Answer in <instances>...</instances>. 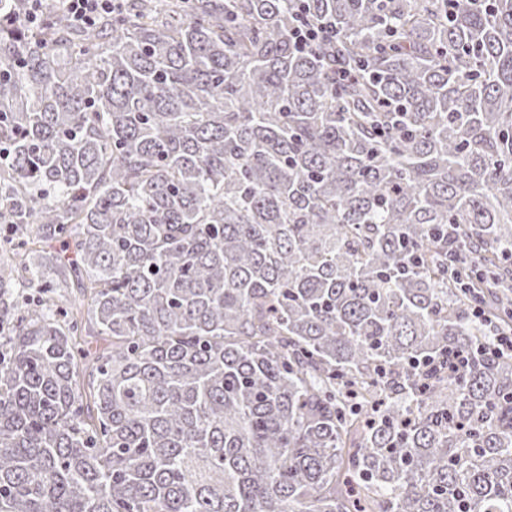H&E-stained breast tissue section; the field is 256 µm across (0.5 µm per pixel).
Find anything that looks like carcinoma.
Here are the masks:
<instances>
[{"mask_svg":"<svg viewBox=\"0 0 512 512\" xmlns=\"http://www.w3.org/2000/svg\"><path fill=\"white\" fill-rule=\"evenodd\" d=\"M307 5L0 0V512H512V0ZM68 16L84 26L96 24V20L104 13H112V2L115 0H58ZM333 35V29L325 24L319 26L298 27L295 29V45L300 49H308L311 46L328 40Z\"/></svg>","mask_w":512,"mask_h":512,"instance_id":"carcinoma-1","label":"carcinoma"}]
</instances>
